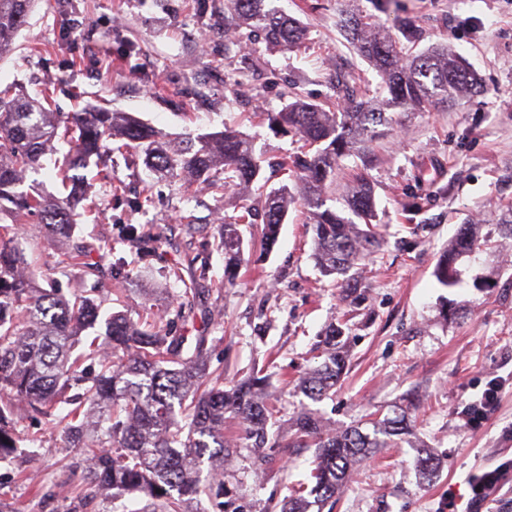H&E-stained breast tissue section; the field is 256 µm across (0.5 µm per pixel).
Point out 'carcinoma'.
Returning a JSON list of instances; mask_svg holds the SVG:
<instances>
[{"instance_id": "cac0c4a2", "label": "carcinoma", "mask_w": 512, "mask_h": 512, "mask_svg": "<svg viewBox=\"0 0 512 512\" xmlns=\"http://www.w3.org/2000/svg\"><path fill=\"white\" fill-rule=\"evenodd\" d=\"M41 0H0V58L13 49L20 29ZM224 19L236 28L263 34L272 50L300 46L307 29L298 19L273 5V0H224ZM353 52L380 77L386 95L368 97L352 70L336 72V97L345 102L341 112L296 99L279 112L267 114L271 129L293 133L308 146L285 159L302 182V204L312 215L313 258L337 285L355 294L360 283L351 271L380 250L383 239L377 225L373 187L360 174L346 199L357 217L327 205V181L344 156L382 134L396 110L425 112L438 103L455 101L479 89L473 73L446 44L411 55L398 40L371 18L351 11L342 24ZM69 139L70 154L58 166L57 176L69 186L62 199L43 195L25 175L42 166L41 158L55 140ZM126 140L144 154L146 167L156 175L178 178L188 174L212 187L238 189L260 181L261 164L252 141L226 128L220 132L172 138L127 112L89 108L83 112H52L37 98L0 88V462L19 448L15 402L61 429L84 469L79 494L87 502L101 487L112 489V499L139 492L149 498L146 512H185L191 500L224 495L223 473L204 463L224 461L227 449L243 443L260 451L282 448V437L269 431L273 406L267 380L251 376L229 389L222 375L210 372L211 347L200 334L188 342L175 329L196 318L195 299L204 293L193 266L183 282L182 301L175 317L157 327L164 315L149 314L135 322L113 315L105 322V341L79 351L82 333L95 328L99 306L95 295L104 276L91 259L90 248L75 246L68 255L78 287L64 293L44 288L28 268L22 226L29 218L60 242L73 237L74 216L82 200L74 171L91 161L112 157V143ZM295 198L284 186L266 194L265 222L258 232L264 251L276 243ZM240 221L223 224L224 278L231 283L246 263ZM481 225L465 223L437 263L434 275L444 288L458 282L456 264L461 255L483 245ZM125 234L136 245L140 262H148L165 229L146 234L135 226ZM345 334L343 324L326 334L328 351L320 366L300 380L301 392L321 401L345 374V351L336 347ZM97 365L87 376L86 362ZM411 408L399 415L371 421L372 432L355 426L324 428L310 409L296 418L300 446L315 448L310 493L325 504L340 495L354 467L376 448H395L408 432ZM237 422V438L224 437V420Z\"/></svg>"}]
</instances>
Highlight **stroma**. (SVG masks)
Here are the masks:
<instances>
[{
    "label": "stroma",
    "instance_id": "35a3bbf8",
    "mask_svg": "<svg viewBox=\"0 0 512 512\" xmlns=\"http://www.w3.org/2000/svg\"><path fill=\"white\" fill-rule=\"evenodd\" d=\"M308 29L297 49L273 52L262 37L241 38L224 23V0H40L0 59V84L29 95H51L57 112L84 106L129 112L174 136L238 130L265 156L266 190H299L297 177L278 167L299 147L271 130L267 113L288 98L332 104L337 69L379 78L347 44L343 11L360 5L386 30L399 34L409 18L421 29L411 53L445 43L476 75L481 93L426 112H395L387 135L343 158L329 184L342 199L352 176L364 171L374 187L376 222L384 245L367 260L359 297L347 296L312 258V229L302 205L290 207L269 252L253 249L235 285L224 282L219 231L250 206L254 225L265 220L257 191L220 192L191 178L149 173L134 149L114 152L107 167L84 172L85 207L75 235L93 260L112 269L97 296L104 311L139 320L146 311H175L182 284L172 273L195 258L205 275L202 306L213 345L210 364L225 386L249 375L267 376L285 438L303 396L301 376L322 361L325 329L346 322L349 369L329 398L313 408L331 427L366 424L369 413L394 416L406 393L418 409L400 447L386 448L354 470L335 505L309 512H448L465 508L469 479L512 458V240L493 222L512 200V0H276ZM420 212H411L412 203ZM199 231L186 236L185 219ZM482 227L489 249L461 257V284L440 287L434 271L441 252L464 222ZM167 228L150 267L135 260L126 225ZM26 252L44 275L61 270L67 249L44 230L30 234ZM125 265H118V258ZM501 383L496 409L476 428L463 411L491 379ZM23 444L0 463V512H111V490L82 506L74 495L39 497L38 489L66 480L73 457L60 435L27 417L16 404ZM38 444H27L29 436ZM438 460L433 479L420 475L421 450ZM309 448H280L271 464L251 449L233 448L224 460V485L234 512H267L291 487L308 482Z\"/></svg>",
    "mask_w": 512,
    "mask_h": 512
}]
</instances>
